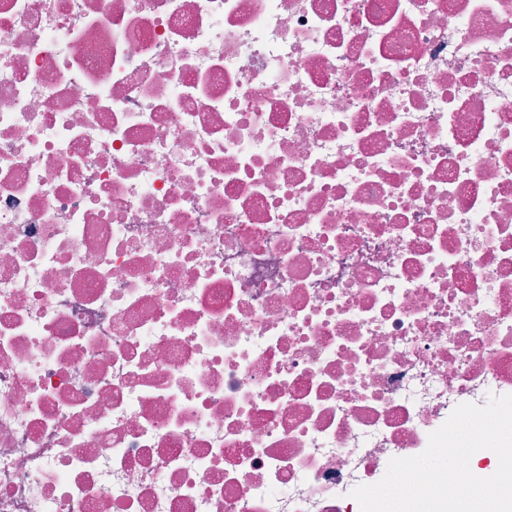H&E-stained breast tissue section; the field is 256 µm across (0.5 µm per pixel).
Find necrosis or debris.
Instances as JSON below:
<instances>
[{
    "mask_svg": "<svg viewBox=\"0 0 512 512\" xmlns=\"http://www.w3.org/2000/svg\"><path fill=\"white\" fill-rule=\"evenodd\" d=\"M512 394V0H0V512H360Z\"/></svg>",
    "mask_w": 512,
    "mask_h": 512,
    "instance_id": "necrosis-or-debris-1",
    "label": "necrosis or debris"
}]
</instances>
